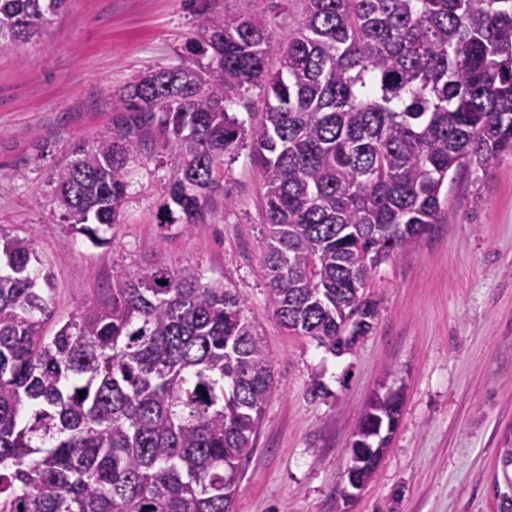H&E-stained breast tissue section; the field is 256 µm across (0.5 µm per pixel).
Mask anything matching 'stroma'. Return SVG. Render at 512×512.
<instances>
[{
    "mask_svg": "<svg viewBox=\"0 0 512 512\" xmlns=\"http://www.w3.org/2000/svg\"><path fill=\"white\" fill-rule=\"evenodd\" d=\"M298 0H67L36 42L0 49V230L30 238L54 275L61 320L147 263L192 264L236 289L275 356L276 389L233 512H512V155L463 171L417 247L382 263L373 327L335 355L288 334L268 305L260 180L247 151L226 161L200 223L163 224L176 162L157 127L128 164L118 224L91 242L60 220L56 171L123 119L112 96L148 70L204 66L192 48L213 12L267 19L278 58ZM323 394H312L314 382ZM401 395L390 445L350 502L348 443L374 393Z\"/></svg>",
    "mask_w": 512,
    "mask_h": 512,
    "instance_id": "obj_1",
    "label": "stroma"
}]
</instances>
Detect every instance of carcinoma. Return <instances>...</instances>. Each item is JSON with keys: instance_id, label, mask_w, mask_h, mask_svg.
<instances>
[{"instance_id": "1", "label": "carcinoma", "mask_w": 512, "mask_h": 512, "mask_svg": "<svg viewBox=\"0 0 512 512\" xmlns=\"http://www.w3.org/2000/svg\"><path fill=\"white\" fill-rule=\"evenodd\" d=\"M300 2L275 62L265 19L207 16L208 64L113 96L134 119L73 149L55 204L89 239L119 223L145 117L180 157L160 223L197 224L249 144L268 304L336 353L372 329L378 265L441 223L448 180L512 154V0ZM65 3L0 0V48L40 38ZM254 86L264 118L247 128L230 108ZM37 262L0 231V512H232L275 390L242 298L196 266L149 264L62 324ZM393 400L366 403L349 482L370 466L357 437L389 444Z\"/></svg>"}]
</instances>
